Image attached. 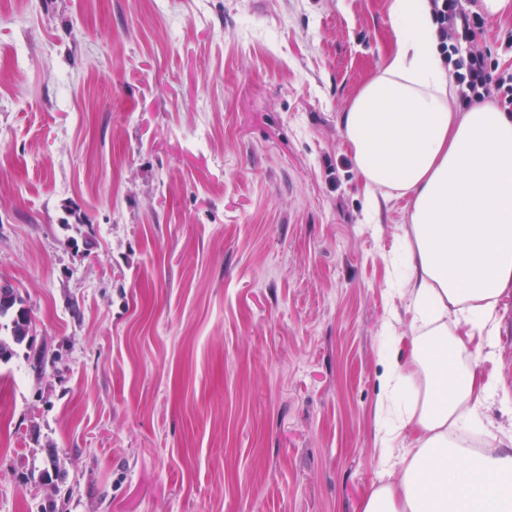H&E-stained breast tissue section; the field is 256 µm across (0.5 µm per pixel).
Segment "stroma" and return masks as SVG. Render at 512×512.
<instances>
[{
    "label": "stroma",
    "instance_id": "1",
    "mask_svg": "<svg viewBox=\"0 0 512 512\" xmlns=\"http://www.w3.org/2000/svg\"><path fill=\"white\" fill-rule=\"evenodd\" d=\"M389 0H0V512H361L388 479L384 323L410 201L371 209L339 127ZM93 243L89 257L71 239ZM481 380L512 394V289ZM462 435L512 442L484 401ZM12 297L6 301L0 300V326L1 320L7 319V329L10 335L6 338L0 336V362L8 363L17 353L16 349L23 345L27 348L26 358L30 362V368L37 377H41L48 363H54L57 354H50L48 348L43 345L34 348L33 339L30 340V328L32 324L31 310L26 306L25 300L17 288L7 284ZM30 340V342H29Z\"/></svg>",
    "mask_w": 512,
    "mask_h": 512
}]
</instances>
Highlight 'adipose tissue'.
I'll return each mask as SVG.
<instances>
[{
  "instance_id": "obj_1",
  "label": "adipose tissue",
  "mask_w": 512,
  "mask_h": 512,
  "mask_svg": "<svg viewBox=\"0 0 512 512\" xmlns=\"http://www.w3.org/2000/svg\"><path fill=\"white\" fill-rule=\"evenodd\" d=\"M396 46L339 125L368 194L410 198L404 231L414 326L393 349L384 394L417 385L406 423L415 446L399 476L372 487L361 512H512V449L476 454L456 438L500 387L461 367L449 322L496 335L512 288V113L450 107L451 80L429 0H390Z\"/></svg>"
}]
</instances>
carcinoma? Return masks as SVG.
I'll return each instance as SVG.
<instances>
[{
    "instance_id": "obj_1",
    "label": "carcinoma",
    "mask_w": 512,
    "mask_h": 512,
    "mask_svg": "<svg viewBox=\"0 0 512 512\" xmlns=\"http://www.w3.org/2000/svg\"><path fill=\"white\" fill-rule=\"evenodd\" d=\"M10 291L12 294L10 300H0V320H7L6 328L10 329L9 336L0 337V362H9L16 354V349L24 346L27 348L26 358L30 362L32 372L40 377L47 364L55 362L57 355L49 353L45 346L39 348L33 346V342L30 341L31 310L26 306L18 289L12 287ZM40 482L56 492L59 491V484L63 483L57 458L51 449L47 451L45 465L40 473Z\"/></svg>"
}]
</instances>
